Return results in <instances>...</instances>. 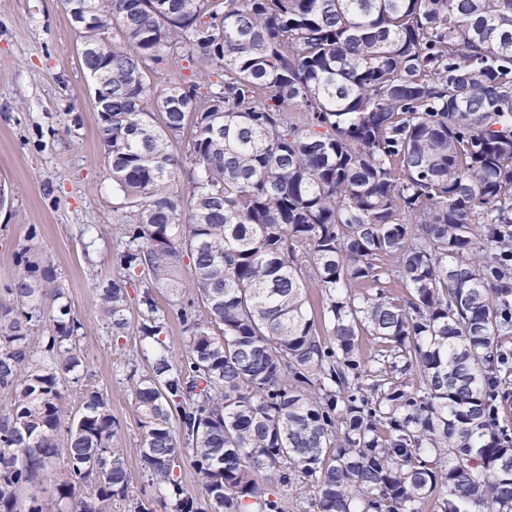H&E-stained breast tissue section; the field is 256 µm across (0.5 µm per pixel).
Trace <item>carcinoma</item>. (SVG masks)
Instances as JSON below:
<instances>
[{
	"mask_svg": "<svg viewBox=\"0 0 512 512\" xmlns=\"http://www.w3.org/2000/svg\"><path fill=\"white\" fill-rule=\"evenodd\" d=\"M62 3L119 266L168 294L140 300L154 357L129 375L156 497L130 490L53 265L25 259L0 302V512H46L53 470L55 512H283L298 484L306 512H512V0ZM100 300L125 333V281ZM279 493L284 502V511L283 512H302L300 505L302 502L306 500V498H310L312 495L311 486L306 487H288L280 488Z\"/></svg>",
	"mask_w": 512,
	"mask_h": 512,
	"instance_id": "obj_1",
	"label": "carcinoma"
}]
</instances>
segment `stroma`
I'll list each match as a JSON object with an SVG mask.
<instances>
[{
  "label": "stroma",
  "mask_w": 512,
  "mask_h": 512,
  "mask_svg": "<svg viewBox=\"0 0 512 512\" xmlns=\"http://www.w3.org/2000/svg\"><path fill=\"white\" fill-rule=\"evenodd\" d=\"M99 127L78 35L61 0H0V182L13 190L0 209V289L17 272L23 248L52 262L81 324L86 373L109 398L138 494L148 487L142 416L127 374L133 365L148 370L152 360L136 330L147 285L127 281L132 327L112 336L99 310L100 288L124 272L116 264L118 201Z\"/></svg>",
  "instance_id": "35a3bbf8"
}]
</instances>
